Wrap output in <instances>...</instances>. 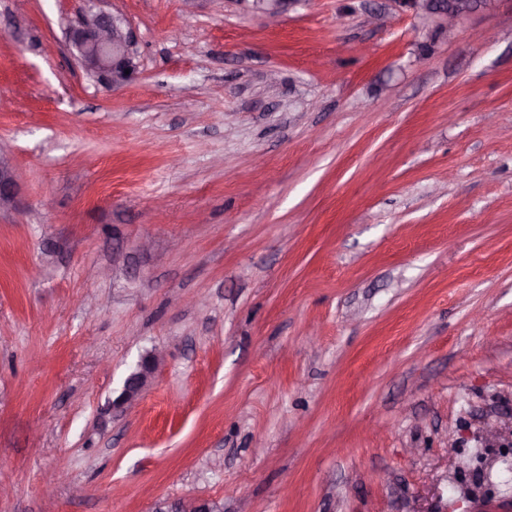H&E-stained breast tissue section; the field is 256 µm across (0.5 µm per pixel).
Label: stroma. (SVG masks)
<instances>
[{
	"label": "stroma",
	"mask_w": 512,
	"mask_h": 512,
	"mask_svg": "<svg viewBox=\"0 0 512 512\" xmlns=\"http://www.w3.org/2000/svg\"><path fill=\"white\" fill-rule=\"evenodd\" d=\"M87 7L0 0V512H512V0ZM401 9L410 10L423 20L432 19L438 26L452 31L472 13L491 6V0H394ZM67 37L86 72L112 85L135 78L139 67L137 40L121 14L89 8L70 25ZM127 69L129 74H125ZM16 204V183L9 157L0 145V211ZM162 362L163 355L159 349L147 352L125 378L122 390L112 401V406L123 407L135 401ZM223 508L217 501L204 500L189 503H159L155 508V512H222Z\"/></svg>",
	"instance_id": "35a3bbf8"
}]
</instances>
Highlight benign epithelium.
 Listing matches in <instances>:
<instances>
[{"label": "benign epithelium", "instance_id": "7a95c632", "mask_svg": "<svg viewBox=\"0 0 512 512\" xmlns=\"http://www.w3.org/2000/svg\"><path fill=\"white\" fill-rule=\"evenodd\" d=\"M401 9L437 22L451 32L472 13L485 9L492 0H394ZM68 41L84 70L114 85L129 82L138 71V47L133 31L120 14L88 9L68 28ZM16 204V183L9 157L0 147V210ZM162 352L146 353L124 380L120 394L112 401L115 408L135 401L156 369L162 364ZM155 512H223L213 500L189 503H160Z\"/></svg>", "mask_w": 512, "mask_h": 512}]
</instances>
